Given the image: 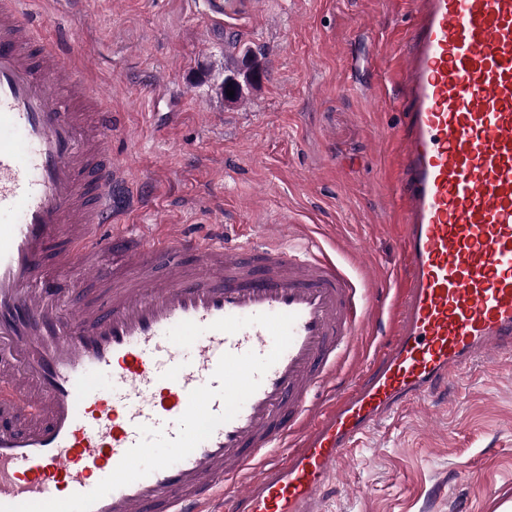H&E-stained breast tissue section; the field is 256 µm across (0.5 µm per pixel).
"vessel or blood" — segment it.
<instances>
[{
    "label": "vessel or blood",
    "instance_id": "1",
    "mask_svg": "<svg viewBox=\"0 0 512 512\" xmlns=\"http://www.w3.org/2000/svg\"><path fill=\"white\" fill-rule=\"evenodd\" d=\"M0 0V505L86 493L141 438L177 434L221 355L270 333L214 321L293 313V340L238 414L185 459L91 512H320L341 464L400 409L512 354V0H412L395 71L401 250L392 332L336 383L369 307L322 251L118 223L112 112ZM75 282L64 314L62 286ZM204 326L191 347L167 331Z\"/></svg>",
    "mask_w": 512,
    "mask_h": 512
}]
</instances>
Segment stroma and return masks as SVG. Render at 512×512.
Here are the masks:
<instances>
[{"instance_id":"obj_1","label":"stroma","mask_w":512,"mask_h":512,"mask_svg":"<svg viewBox=\"0 0 512 512\" xmlns=\"http://www.w3.org/2000/svg\"><path fill=\"white\" fill-rule=\"evenodd\" d=\"M28 17L82 64L112 110L127 166V224L163 219L225 240L291 225L355 284L373 313L337 378L352 380L389 334L399 266L386 176L404 97L392 83L414 24L410 0H256L237 18L200 0H82ZM249 50L260 81L218 87ZM512 502V358L479 364L450 393L375 428L339 468L324 512H499Z\"/></svg>"}]
</instances>
